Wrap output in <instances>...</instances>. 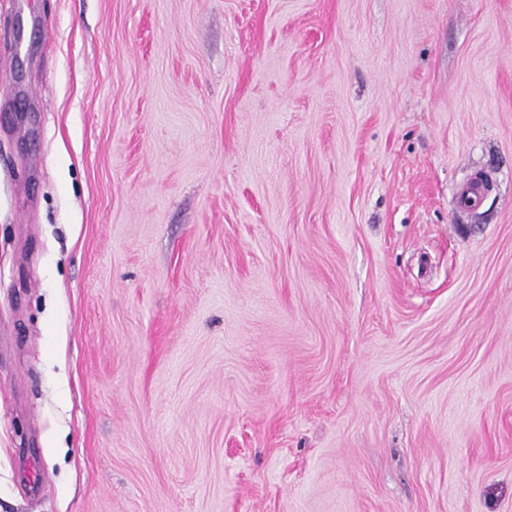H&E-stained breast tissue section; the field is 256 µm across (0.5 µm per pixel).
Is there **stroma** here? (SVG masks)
<instances>
[{"mask_svg": "<svg viewBox=\"0 0 512 512\" xmlns=\"http://www.w3.org/2000/svg\"><path fill=\"white\" fill-rule=\"evenodd\" d=\"M0 512H512V0H0Z\"/></svg>", "mask_w": 512, "mask_h": 512, "instance_id": "stroma-1", "label": "stroma"}]
</instances>
